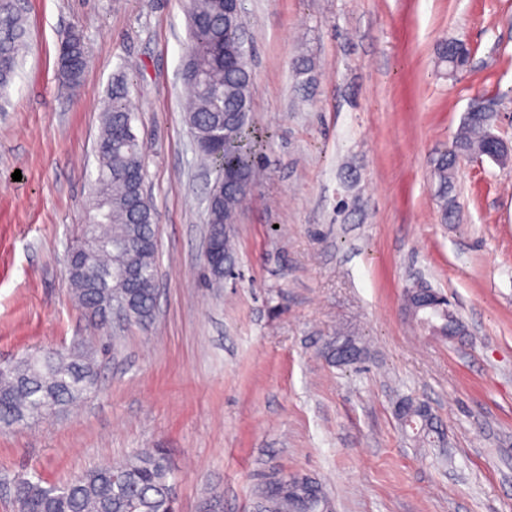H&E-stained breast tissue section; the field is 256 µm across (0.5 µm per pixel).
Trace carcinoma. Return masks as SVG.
<instances>
[{
    "label": "carcinoma",
    "instance_id": "obj_1",
    "mask_svg": "<svg viewBox=\"0 0 512 512\" xmlns=\"http://www.w3.org/2000/svg\"><path fill=\"white\" fill-rule=\"evenodd\" d=\"M189 46L186 73L198 79L190 86L185 112L197 149L217 165L216 179L234 173L256 177L260 141L251 128L252 71L247 51L237 33L241 20L224 16V0H188ZM26 28L20 11L0 7V91L14 80ZM448 53V43L438 49L448 72L468 63L469 48ZM86 62L84 42L74 34L59 47L58 66L71 85L80 83ZM103 128L97 143V175L90 185L88 221H102L95 240L80 244L72 253L71 294L75 304L102 326L113 299L128 304L129 321L148 324L156 305L158 241L156 214L150 199L130 176H144L145 148L132 129L128 83L123 76L112 82L101 105ZM495 116L467 117L457 130L452 154L442 153L431 170L435 195L443 219L452 216L451 196L457 167L468 156H483L493 142ZM248 195L224 189L220 212L239 214ZM93 265L99 277L83 278L78 271ZM416 325L434 335L452 338L463 325L448 305L435 308L432 319L411 316ZM324 354L333 363L345 364L360 357L361 349L349 337L331 340ZM95 359L82 353L43 349L0 365V426L28 423L60 413L90 392L97 382ZM402 424L429 438L436 433L428 408L412 398L396 409ZM19 512H174L175 475L164 448H142L118 462L90 468L61 485L36 473L14 480ZM329 499L322 484L306 475L269 482L261 493L259 512H323Z\"/></svg>",
    "mask_w": 512,
    "mask_h": 512
}]
</instances>
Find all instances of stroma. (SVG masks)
Wrapping results in <instances>:
<instances>
[{
	"label": "stroma",
	"instance_id": "1",
	"mask_svg": "<svg viewBox=\"0 0 512 512\" xmlns=\"http://www.w3.org/2000/svg\"><path fill=\"white\" fill-rule=\"evenodd\" d=\"M23 7L24 61L0 100V362L88 343L99 382L63 415L0 427V512H18L19 473L58 484L139 448L167 449L178 512H258L263 484L291 474L318 479L335 512H512V169L462 159L447 221L431 186L471 108L496 112L512 143V0H241L266 142L231 232L240 276L219 285L203 256L215 174L182 108L185 0ZM74 31L87 51L75 90L56 64ZM446 40L472 52L453 74ZM120 73L146 146L157 303L148 326L100 330L70 300V250ZM418 281L448 296L466 336L409 322ZM340 335L359 360L325 357ZM406 397L446 448L403 433ZM450 42L457 43L459 47H461V52L459 54H449L448 42H444L438 49V58L440 62L446 63L448 65V71L453 73L454 71L464 68L468 63L469 48L466 44L460 41ZM337 339V341H336ZM336 342L339 345H343L346 347L344 354L339 355L336 358ZM324 354L326 357L333 363L345 364L349 362H353L360 357L361 349L357 346L355 341L349 337L344 338L343 340H339L338 337L332 339L328 346L324 347Z\"/></svg>",
	"mask_w": 512,
	"mask_h": 512
}]
</instances>
